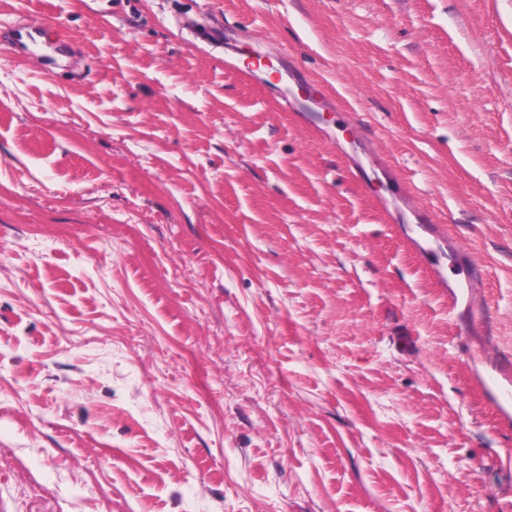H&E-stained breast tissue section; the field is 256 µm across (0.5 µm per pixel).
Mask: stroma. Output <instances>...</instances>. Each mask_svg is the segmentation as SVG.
I'll list each match as a JSON object with an SVG mask.
<instances>
[{
    "label": "stroma",
    "mask_w": 512,
    "mask_h": 512,
    "mask_svg": "<svg viewBox=\"0 0 512 512\" xmlns=\"http://www.w3.org/2000/svg\"><path fill=\"white\" fill-rule=\"evenodd\" d=\"M473 367L512 377V0H0V512H512ZM419 212L425 222V224H419V229L427 237L423 243L417 238L407 237L408 245L416 254L429 258V263L426 266L429 279L437 288H440L443 294L448 289V311L458 313L460 297L465 293L471 294L478 288H484L483 280L468 263L465 251L457 249L448 252V257L453 266L460 268V274L453 284L448 281L443 256L432 244L433 241L444 243V239L448 235L447 225L438 224L441 222L437 215L428 209H419ZM430 238H432V242L429 241Z\"/></svg>",
    "instance_id": "35a3bbf8"
}]
</instances>
